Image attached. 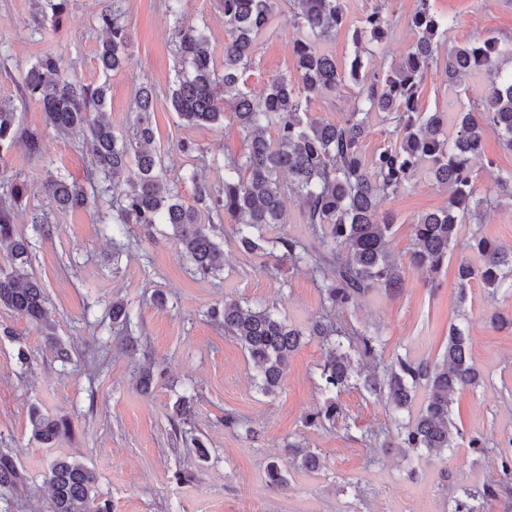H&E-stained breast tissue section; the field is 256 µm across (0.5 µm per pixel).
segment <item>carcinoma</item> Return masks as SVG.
I'll use <instances>...</instances> for the list:
<instances>
[{
	"label": "carcinoma",
	"mask_w": 512,
	"mask_h": 512,
	"mask_svg": "<svg viewBox=\"0 0 512 512\" xmlns=\"http://www.w3.org/2000/svg\"><path fill=\"white\" fill-rule=\"evenodd\" d=\"M67 2L43 0L41 13L57 27ZM279 2L218 0L228 38L220 72L206 29L186 19L182 0H168L178 62L169 93L173 110L189 125L221 128L232 122L244 142L239 156L224 161L219 188L196 183L192 204L182 201L177 184H169L162 156L153 147L154 86L139 85L132 122L119 132L103 119L109 85L72 80L61 56L42 52L23 75L21 98L36 103L45 125L57 133H85L97 176L89 191L75 181L52 176L45 182L46 196L53 207L65 211L85 208L89 198L109 194L117 205L119 226L171 225L183 254L204 277L216 279L224 271V249L211 234L216 221L233 225L242 252L276 255L277 263L266 266L269 273L282 274L285 264L290 269L309 268L318 282L322 312L305 329L289 324L267 305L227 297L223 306L211 307L208 316L223 323L224 334L248 354L257 369L256 386L267 396L282 389L291 356L305 341L316 339L324 346L318 388L327 398L306 417V424L336 427L344 416L334 394L359 385L385 398L394 412V428L385 434L368 430L363 435L366 441H384L404 454L442 459L464 438L452 419L456 396L480 378L465 327L468 289L476 282L494 297L500 289L512 288V246L477 234L466 243L477 262H459L456 320L449 324L443 353L433 361L399 354L386 359L378 330L346 325L336 319V311L374 290L401 294L408 267L437 278L448 266L461 225L477 224L486 208L512 201V172L498 173L494 187L482 194L472 168L489 131L512 149V45L490 36L454 44L441 56L439 50L455 20L434 12L430 0H419L410 19L415 42L400 59L389 61L382 44L390 38L395 19L381 2L352 30L353 54L340 66L325 44L348 24L343 0H288L297 30L292 45L295 75L274 79L256 97L245 90L242 76ZM97 23L106 34L98 48V65L107 75L125 67L127 27L117 9L100 13ZM440 65L450 89L476 75L486 82L483 93L460 113L452 134L446 129L445 113L421 110L419 99L424 75ZM342 85L355 90L356 103L346 120L332 124L313 117V100ZM374 118L386 126L389 139L367 160L364 138ZM17 143L32 156L42 154L41 137L20 126L15 108L0 104V252L10 264V270L0 271V307L43 328L50 351L64 366L71 362V351L48 323L44 288L28 271L32 250L17 229V203L25 187L3 164V151ZM423 166L448 191V203L414 220L413 247L404 262L389 248L395 219L381 213L379 205L409 194ZM288 201L300 207L318 247L284 232L265 236L266 227L285 223ZM420 388L425 391L423 404L416 414L402 417ZM192 415L191 399L179 398L171 418L174 428L188 423ZM30 428L32 438L48 446L71 433L66 420L37 411L31 414ZM286 464L314 471L321 461L300 443L290 442L286 461L267 464L271 484L286 482ZM44 479L50 491L45 512H112L111 503L96 492L95 473L77 459L54 458ZM511 482L510 451L500 457L498 480L480 488L458 487L452 512H488L500 488ZM0 489L8 494L28 491L16 460L6 452L0 453Z\"/></svg>",
	"instance_id": "1"
}]
</instances>
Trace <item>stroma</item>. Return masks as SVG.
Masks as SVG:
<instances>
[{
  "mask_svg": "<svg viewBox=\"0 0 512 512\" xmlns=\"http://www.w3.org/2000/svg\"><path fill=\"white\" fill-rule=\"evenodd\" d=\"M164 3L68 0L62 24L54 27L42 21L39 0H0V55L8 57L0 68V101L17 107L22 127L39 133L43 141L40 157H30L19 145L1 160L27 186L18 229L33 244L32 272L45 288L55 334L72 355L71 364L61 366L36 325L0 308V331L13 333L9 339L0 334V451L10 452L28 480L40 486L35 494L0 499V512H42L48 494L41 486L43 474L58 456L76 458L96 472L98 491L110 500L112 512H450L451 487L497 479V445L512 434V330L487 321L494 310L512 313V292L492 299L480 285L468 290L470 352L483 379L459 395L455 419L465 436L486 437L487 452L478 457L462 444L444 461L415 454L405 460L362 440V432L392 425L384 400L362 389L351 387L337 395L346 427L304 425L305 414L324 400L317 387L324 358L318 341L299 348L281 391L268 397L254 386V370L240 345L206 315L224 297H242L266 302L289 322L306 326L321 309L318 284L308 270L267 274L266 258L242 254L231 226L222 224L215 240L224 249L227 266L222 279L205 278L193 273L171 225H157L149 233L131 224L114 238L102 233L94 204L51 211L45 230L34 232L29 212L46 208L42 189L48 176L61 174L82 184L90 168L80 136L46 129L39 108L21 100L20 72L44 50L62 55L81 82L109 83L107 117L120 131L133 117L138 84L152 83L154 145L184 201H192L195 191L190 173L219 186L225 159L242 151L235 124L190 126L174 112L169 90L176 77L175 37ZM417 6L418 0H387L395 19L389 58L410 49L414 35L409 21ZM111 7L119 8L127 21L129 61L121 72L106 76L97 63L104 34L96 18ZM431 7L455 16L450 43L491 35L512 40V0H432ZM185 12L190 23L208 26L212 56L223 64L226 35L216 0H185ZM293 33L291 13L280 8L245 74V87L253 95L262 94L273 78L293 75ZM421 107L452 117L462 109L443 68L426 74ZM184 141L195 143L196 152H179ZM490 159L496 171H512V150L493 133L486 135L483 154L474 161L478 189L493 185L496 171L486 166ZM447 202V191L423 171L410 195L383 201L381 212L396 219L393 252L406 255L413 220ZM465 255L461 244L454 247L438 287H426L425 272L409 267L400 296L376 290L339 316L378 328L386 357L435 359L447 343L456 308V270ZM160 294L166 298L162 306L156 302ZM117 300L133 310L131 330L139 341L133 355L113 341L120 333L112 325ZM21 346L31 354L25 365L17 359ZM149 364L164 368L165 375L146 395L137 388L136 375L138 367ZM187 392L194 397V417L191 425L176 431L170 422L172 406ZM35 407L68 417L73 436L49 447L32 440L29 414ZM228 413L255 428V437L225 428ZM196 437L207 444L205 459L196 455ZM291 441L318 454L321 467L315 472L289 469L287 485L280 488L269 483L266 466Z\"/></svg>",
  "mask_w": 512,
  "mask_h": 512,
  "instance_id": "obj_1",
  "label": "stroma"
}]
</instances>
